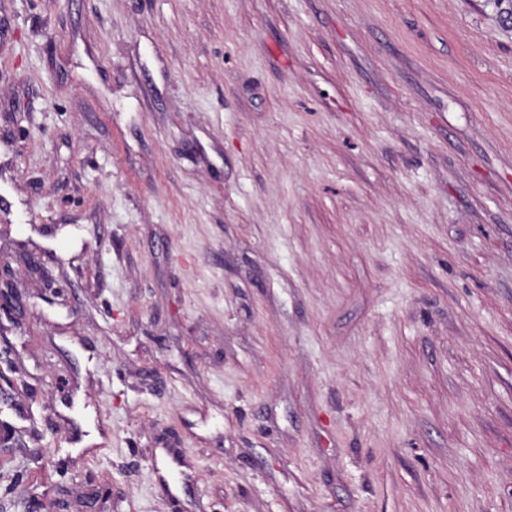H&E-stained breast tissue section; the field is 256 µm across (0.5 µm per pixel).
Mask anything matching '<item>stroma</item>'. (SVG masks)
<instances>
[{"mask_svg":"<svg viewBox=\"0 0 512 512\" xmlns=\"http://www.w3.org/2000/svg\"><path fill=\"white\" fill-rule=\"evenodd\" d=\"M0 512H512V29L489 0H0Z\"/></svg>","mask_w":512,"mask_h":512,"instance_id":"1","label":"stroma"}]
</instances>
